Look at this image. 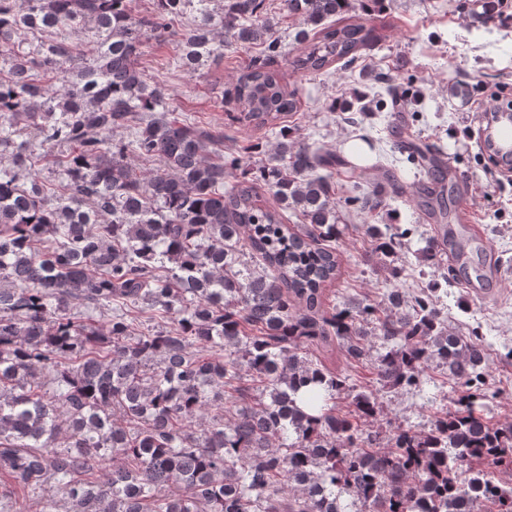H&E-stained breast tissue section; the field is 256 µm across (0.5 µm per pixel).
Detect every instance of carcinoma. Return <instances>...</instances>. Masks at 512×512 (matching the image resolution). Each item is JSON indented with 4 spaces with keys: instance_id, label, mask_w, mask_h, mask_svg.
<instances>
[{
    "instance_id": "obj_1",
    "label": "carcinoma",
    "mask_w": 512,
    "mask_h": 512,
    "mask_svg": "<svg viewBox=\"0 0 512 512\" xmlns=\"http://www.w3.org/2000/svg\"><path fill=\"white\" fill-rule=\"evenodd\" d=\"M364 3L283 0L303 25L292 72L372 47ZM265 11L266 0H156L143 16L132 0H0V473L35 512H57L58 497L70 512H451L461 497L465 512H512V494L471 467H512V423L483 413L484 346L430 296L324 308L342 235L332 161L288 140L298 88L275 69ZM186 13L188 68L229 41L264 46L231 97L238 122L279 129L273 162L243 167L259 141L224 155L222 134L179 121L140 69L146 39ZM87 24L88 54L66 37ZM124 127L132 140H112ZM407 149L443 167L434 147ZM132 155L159 167L148 175ZM39 164L59 174L51 198ZM421 195L434 234L417 254L434 260L448 207L433 187ZM283 210L310 228L294 231ZM366 234L394 256L410 231ZM329 336L355 360L378 338L380 384L415 386L433 363L461 392L428 432L399 429L380 448L360 425L377 413L372 395L337 413L349 378L300 355Z\"/></svg>"
}]
</instances>
